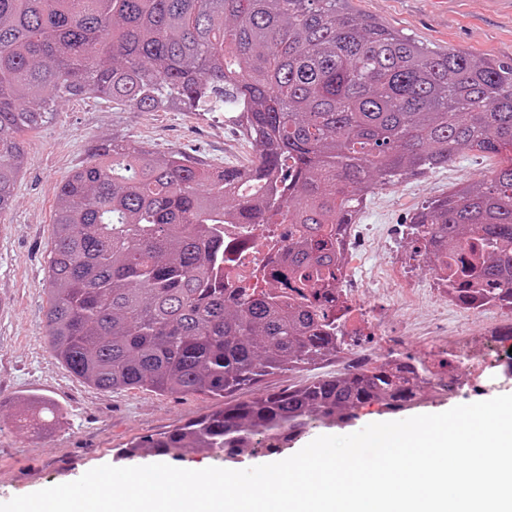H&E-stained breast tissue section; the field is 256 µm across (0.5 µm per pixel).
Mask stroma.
I'll use <instances>...</instances> for the list:
<instances>
[{
    "label": "stroma",
    "mask_w": 512,
    "mask_h": 512,
    "mask_svg": "<svg viewBox=\"0 0 512 512\" xmlns=\"http://www.w3.org/2000/svg\"><path fill=\"white\" fill-rule=\"evenodd\" d=\"M355 11L372 16L400 34L438 50L464 51L477 58H512V5L507 0H353ZM123 135L156 151L181 150L215 167L249 164L255 146L236 132L221 112H133L107 101L63 98L55 117L26 137V164L12 207L0 214V503L79 479L101 465L143 466L158 457L142 449L120 456L124 444L181 426L211 410L200 396H159L145 390L103 391L74 377L51 353L45 340L43 283L53 245L55 189L101 138ZM499 157L464 152L447 167L428 174L425 183L401 182L385 188L364 221L372 235L410 257L415 245L407 226L423 203L445 195L450 186L490 177ZM359 270L372 288L371 304L387 322L381 336H366L362 347L381 354L398 349L424 358L429 336L401 339L398 315L405 311L387 290V270L374 257ZM512 394V377L492 369L474 381L466 398L441 397L422 406L425 414ZM37 395L55 404L65 418L60 429L20 426L26 398ZM377 411L363 412L347 426L312 425L298 440L277 452L259 448L250 456L225 458L210 448H191L171 458L173 466L245 469L288 458L321 435H347L384 421Z\"/></svg>",
    "instance_id": "obj_1"
}]
</instances>
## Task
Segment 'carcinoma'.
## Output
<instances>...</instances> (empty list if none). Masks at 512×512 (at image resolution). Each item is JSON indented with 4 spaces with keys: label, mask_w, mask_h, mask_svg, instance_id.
<instances>
[{
    "label": "carcinoma",
    "mask_w": 512,
    "mask_h": 512,
    "mask_svg": "<svg viewBox=\"0 0 512 512\" xmlns=\"http://www.w3.org/2000/svg\"><path fill=\"white\" fill-rule=\"evenodd\" d=\"M351 0H0V214L25 133L63 96L139 112L246 117L249 173L114 136L57 188L45 339L82 382L202 395L215 409L135 441L177 457L276 448L316 420L420 406L433 373L391 353L314 382L265 389L353 348L333 288L340 227L371 185L463 150L512 152V59L424 47ZM291 224L288 281L224 287V224ZM408 235L454 263L448 298L512 316V157L427 202ZM242 390L253 396L236 399Z\"/></svg>",
    "instance_id": "cac0c4a2"
}]
</instances>
